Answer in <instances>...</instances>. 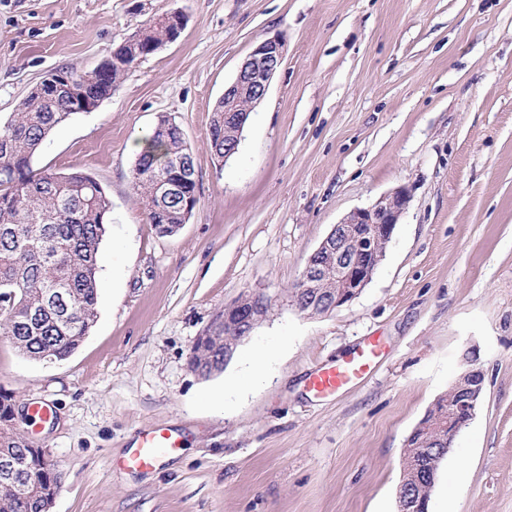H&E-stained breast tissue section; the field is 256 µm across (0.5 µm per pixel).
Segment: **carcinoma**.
<instances>
[{
    "mask_svg": "<svg viewBox=\"0 0 512 512\" xmlns=\"http://www.w3.org/2000/svg\"><path fill=\"white\" fill-rule=\"evenodd\" d=\"M138 48L120 46L100 62V70L76 66L55 69L59 85L45 93L33 89L17 111L0 122V335L34 360H63L84 341L98 316L100 246L106 233L111 200L100 182L83 171H35L33 158L48 135L74 115L80 99L101 103L120 84ZM119 59L118 67L112 59ZM236 129L224 126L219 101L209 126L210 150L224 161V143ZM184 166L182 194H195V167L184 135L176 129L146 138L130 175V194L160 236H173L192 216L177 193L164 191L154 164ZM241 308L268 314L263 296L245 292ZM195 364L223 370V347L211 340L195 346ZM13 398L0 395V451L28 458L15 480H0V512H41L39 494L54 464L34 451L12 425ZM417 451L415 466L404 472L400 492L410 504L430 500L448 447L427 416L407 439Z\"/></svg>",
    "mask_w": 512,
    "mask_h": 512,
    "instance_id": "cac0c4a2",
    "label": "carcinoma"
}]
</instances>
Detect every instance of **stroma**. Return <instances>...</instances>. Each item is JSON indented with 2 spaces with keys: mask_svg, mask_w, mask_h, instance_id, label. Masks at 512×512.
Returning a JSON list of instances; mask_svg holds the SVG:
<instances>
[{
  "mask_svg": "<svg viewBox=\"0 0 512 512\" xmlns=\"http://www.w3.org/2000/svg\"><path fill=\"white\" fill-rule=\"evenodd\" d=\"M174 9L180 37L33 160L92 173L112 202L80 347L46 362L0 337V394L54 406L29 431L60 474L51 512H397L407 438L472 367L481 403L428 512H512V0H0V116L48 71L93 69ZM273 36L283 64L217 162L213 109ZM164 116L198 180L168 237L129 193ZM400 187L410 200L371 281L331 313H301L289 290L333 225ZM246 291L270 313L222 372L199 376L193 343ZM372 337L365 380L307 389L312 369ZM155 426L180 448L120 469Z\"/></svg>",
  "mask_w": 512,
  "mask_h": 512,
  "instance_id": "obj_1",
  "label": "stroma"
}]
</instances>
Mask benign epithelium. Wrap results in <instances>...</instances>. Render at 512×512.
<instances>
[{
    "label": "benign epithelium",
    "mask_w": 512,
    "mask_h": 512,
    "mask_svg": "<svg viewBox=\"0 0 512 512\" xmlns=\"http://www.w3.org/2000/svg\"><path fill=\"white\" fill-rule=\"evenodd\" d=\"M159 24H173L181 32L187 17L181 10H173L155 17ZM285 58V43L278 37L259 43L243 61L232 83L224 90V123L242 127L246 115L265 97L269 86L280 70ZM409 203L407 191L400 188L382 196L369 208L350 212L334 225L309 257L296 282L298 292L313 289L317 279L336 276V292L323 298L320 305L333 311L355 298L371 280L382 253L380 245L391 239L395 225ZM264 319L262 315L246 313L234 301L224 307L205 333L198 340L212 339L224 344L219 335L223 326L234 324L242 337L251 336ZM457 401L448 407V417L443 431L448 447L461 430L473 419L483 389V374L471 369L462 374L457 382Z\"/></svg>",
    "instance_id": "1"
}]
</instances>
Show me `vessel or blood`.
<instances>
[{"label": "vessel or blood", "instance_id": "1", "mask_svg": "<svg viewBox=\"0 0 512 512\" xmlns=\"http://www.w3.org/2000/svg\"><path fill=\"white\" fill-rule=\"evenodd\" d=\"M379 354L378 342L368 340L344 362L324 365L312 371L307 378V387L317 395L348 389L371 371ZM179 446V437L170 429L152 427L140 433L135 447L122 459L121 465L131 471L148 470L155 467L163 455L174 452Z\"/></svg>", "mask_w": 512, "mask_h": 512}]
</instances>
